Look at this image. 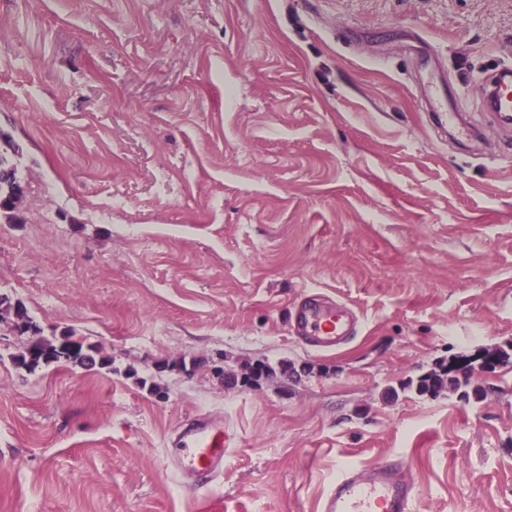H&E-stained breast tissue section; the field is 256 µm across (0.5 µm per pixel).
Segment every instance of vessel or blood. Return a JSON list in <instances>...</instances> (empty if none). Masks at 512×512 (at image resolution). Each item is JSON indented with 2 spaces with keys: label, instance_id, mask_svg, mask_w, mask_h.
Wrapping results in <instances>:
<instances>
[{
  "label": "vessel or blood",
  "instance_id": "vessel-or-blood-1",
  "mask_svg": "<svg viewBox=\"0 0 512 512\" xmlns=\"http://www.w3.org/2000/svg\"><path fill=\"white\" fill-rule=\"evenodd\" d=\"M492 89L484 99L490 121L512 128V70H499L491 78ZM425 108L439 125L455 122L457 111L447 101L424 93ZM360 317L333 295L315 291L304 297L290 316V332L309 346L333 351L352 339ZM233 434L222 423L203 419L183 428L170 456L180 472L196 477L204 486L224 476V455L232 447ZM414 488L398 464L385 462L342 471L320 503V512H412Z\"/></svg>",
  "mask_w": 512,
  "mask_h": 512
}]
</instances>
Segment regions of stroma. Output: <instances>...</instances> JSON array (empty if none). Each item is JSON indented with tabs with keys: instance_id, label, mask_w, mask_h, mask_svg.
<instances>
[{
	"instance_id": "1",
	"label": "stroma",
	"mask_w": 512,
	"mask_h": 512,
	"mask_svg": "<svg viewBox=\"0 0 512 512\" xmlns=\"http://www.w3.org/2000/svg\"><path fill=\"white\" fill-rule=\"evenodd\" d=\"M505 66L512 0H0V295L111 360L28 371L0 321V512H319L390 458L414 512H512ZM314 290L361 314L337 351L289 331ZM484 350L480 401L408 390ZM203 418L236 446L195 490L168 450ZM492 90L484 98V109L490 121L510 130L512 127V71L499 70L491 78ZM422 98L425 101L426 110L432 112V115L437 118L438 124L441 127L456 121L457 111L454 106L451 104L448 105L447 100H441L434 96L429 90L425 91Z\"/></svg>"
}]
</instances>
